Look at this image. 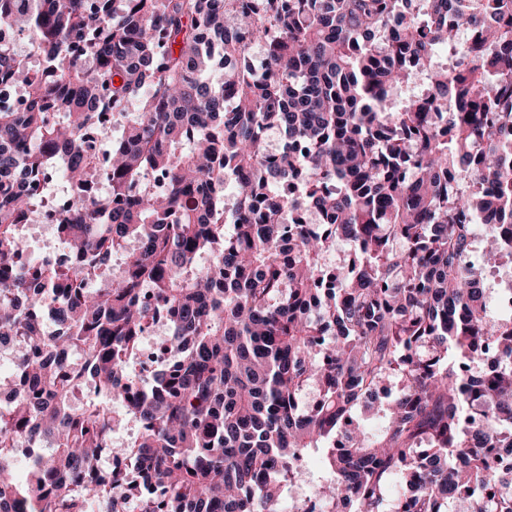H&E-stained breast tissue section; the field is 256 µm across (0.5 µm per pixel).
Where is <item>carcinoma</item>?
Here are the masks:
<instances>
[{
  "instance_id": "carcinoma-1",
  "label": "carcinoma",
  "mask_w": 512,
  "mask_h": 512,
  "mask_svg": "<svg viewBox=\"0 0 512 512\" xmlns=\"http://www.w3.org/2000/svg\"><path fill=\"white\" fill-rule=\"evenodd\" d=\"M3 27L30 41L0 46V86L27 90L0 112V512H283L299 448L324 512H512V302L484 278L512 264V0H0ZM106 93L140 101L108 195L56 226L69 264H19L53 161L97 180ZM150 173L166 193L130 194ZM159 308L170 361L139 386ZM102 396L141 432L100 477Z\"/></svg>"
}]
</instances>
